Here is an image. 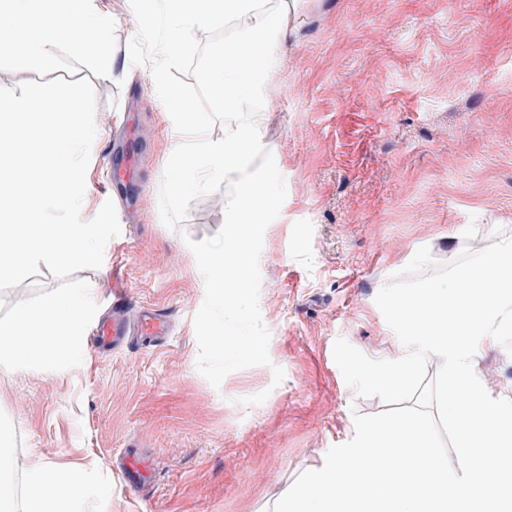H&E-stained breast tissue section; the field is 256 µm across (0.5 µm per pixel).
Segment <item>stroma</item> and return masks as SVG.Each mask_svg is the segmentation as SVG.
Listing matches in <instances>:
<instances>
[{
    "instance_id": "obj_1",
    "label": "stroma",
    "mask_w": 512,
    "mask_h": 512,
    "mask_svg": "<svg viewBox=\"0 0 512 512\" xmlns=\"http://www.w3.org/2000/svg\"><path fill=\"white\" fill-rule=\"evenodd\" d=\"M117 76L93 57L51 46L52 68L0 57V87L89 79L102 129L80 215L106 201L121 232L101 267L77 271L99 314L122 287L132 306L170 319L157 345L104 356L83 345L64 371L0 369V448L29 473L50 462L78 472L69 512H267L296 477L348 441L354 413L386 411L359 397L336 365V339L392 355L377 292L419 248L445 263L512 234V0H308L285 48L276 111L257 118L287 190L259 259V308L271 366L213 387L198 371L194 318L205 281L188 240L216 235L224 195L193 201L182 232L160 219L159 188L174 124L149 68L133 64L137 22L105 0ZM135 113L140 153L131 185L111 188L108 131ZM285 371L273 384L272 368ZM267 399L245 405L246 397ZM149 458L154 482L129 488L105 456Z\"/></svg>"
}]
</instances>
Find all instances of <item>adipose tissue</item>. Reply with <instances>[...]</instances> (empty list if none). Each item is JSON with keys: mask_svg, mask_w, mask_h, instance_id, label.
<instances>
[{"mask_svg": "<svg viewBox=\"0 0 512 512\" xmlns=\"http://www.w3.org/2000/svg\"><path fill=\"white\" fill-rule=\"evenodd\" d=\"M110 16L98 0H0V54L18 64H54L50 45L65 42L80 55L95 56L99 75L112 76V62L105 52ZM75 472L35 462L27 480L25 512H67L78 497Z\"/></svg>", "mask_w": 512, "mask_h": 512, "instance_id": "adipose-tissue-1", "label": "adipose tissue"}]
</instances>
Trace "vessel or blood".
<instances>
[{
  "label": "vessel or blood",
  "mask_w": 512,
  "mask_h": 512,
  "mask_svg": "<svg viewBox=\"0 0 512 512\" xmlns=\"http://www.w3.org/2000/svg\"><path fill=\"white\" fill-rule=\"evenodd\" d=\"M126 302V293L115 291L111 318L99 321L92 328L91 340L100 352L121 349L133 338L152 343L167 336L166 317L160 310L144 306L131 318L127 315ZM121 473L126 483L141 487L151 482L153 465L147 458L128 452L122 457Z\"/></svg>",
  "instance_id": "vessel-or-blood-1"
}]
</instances>
